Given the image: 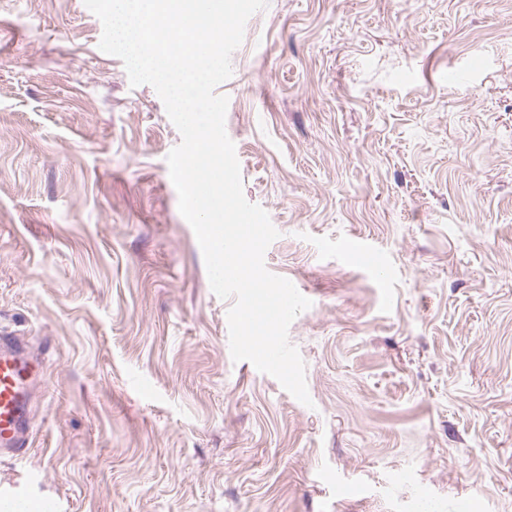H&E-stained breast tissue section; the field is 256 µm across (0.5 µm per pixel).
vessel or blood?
<instances>
[{
    "label": "vessel or blood",
    "instance_id": "1",
    "mask_svg": "<svg viewBox=\"0 0 512 512\" xmlns=\"http://www.w3.org/2000/svg\"><path fill=\"white\" fill-rule=\"evenodd\" d=\"M40 375L20 341L0 336V455L25 449L35 423L29 410V391Z\"/></svg>",
    "mask_w": 512,
    "mask_h": 512
}]
</instances>
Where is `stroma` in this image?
<instances>
[{
	"mask_svg": "<svg viewBox=\"0 0 512 512\" xmlns=\"http://www.w3.org/2000/svg\"><path fill=\"white\" fill-rule=\"evenodd\" d=\"M101 36L84 0H0V329L44 365L0 512H512V0L245 25L215 92L265 266L312 302L309 407L232 360L180 133Z\"/></svg>",
	"mask_w": 512,
	"mask_h": 512,
	"instance_id": "35a3bbf8",
	"label": "stroma"
}]
</instances>
